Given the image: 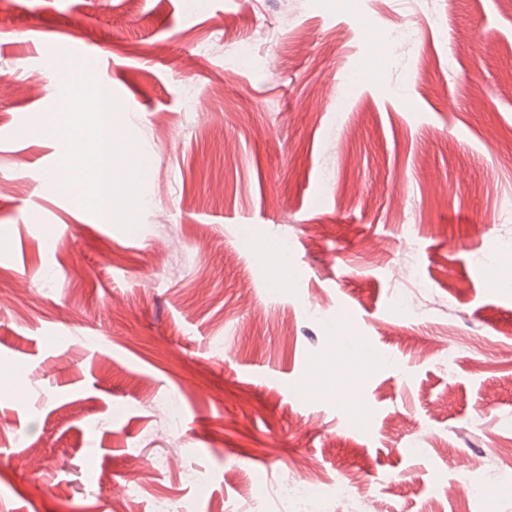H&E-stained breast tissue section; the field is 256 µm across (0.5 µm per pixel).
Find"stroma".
Instances as JSON below:
<instances>
[{"instance_id":"1","label":"stroma","mask_w":512,"mask_h":512,"mask_svg":"<svg viewBox=\"0 0 512 512\" xmlns=\"http://www.w3.org/2000/svg\"><path fill=\"white\" fill-rule=\"evenodd\" d=\"M73 44L152 160L132 230L24 131ZM306 459L354 512H512V8L0 0V512H111L141 469L124 512H296L267 491Z\"/></svg>"}]
</instances>
